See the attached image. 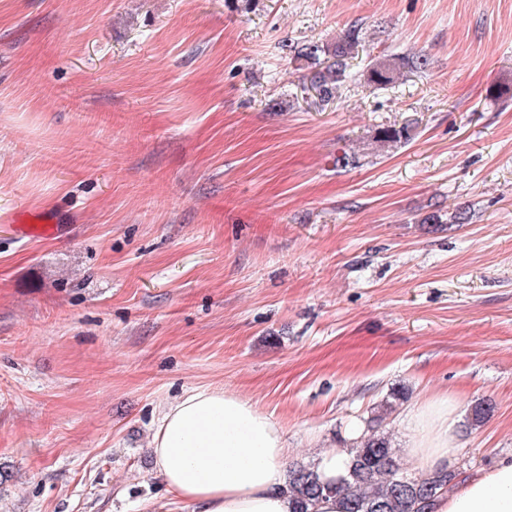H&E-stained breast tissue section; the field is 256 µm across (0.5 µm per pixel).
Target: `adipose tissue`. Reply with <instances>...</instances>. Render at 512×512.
Here are the masks:
<instances>
[{
	"mask_svg": "<svg viewBox=\"0 0 512 512\" xmlns=\"http://www.w3.org/2000/svg\"><path fill=\"white\" fill-rule=\"evenodd\" d=\"M454 396L446 392L406 416L402 451L425 472L455 458ZM150 450L170 494L194 512H294L285 493L286 447L280 425L250 400L201 387L163 409ZM432 512H512V462L480 470L435 499Z\"/></svg>",
	"mask_w": 512,
	"mask_h": 512,
	"instance_id": "adipose-tissue-1",
	"label": "adipose tissue"
}]
</instances>
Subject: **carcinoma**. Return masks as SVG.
Returning <instances> with one entry per match:
<instances>
[{
    "label": "carcinoma",
    "mask_w": 512,
    "mask_h": 512,
    "mask_svg": "<svg viewBox=\"0 0 512 512\" xmlns=\"http://www.w3.org/2000/svg\"><path fill=\"white\" fill-rule=\"evenodd\" d=\"M359 35L360 29L353 26L331 46L307 43L294 47V57L311 67L310 85L321 102L336 98L346 81L347 60L359 43ZM427 65L424 56L374 57L368 64V80L378 86L387 85L404 69L418 71ZM409 138L408 128L390 127L379 133L377 141L398 143ZM392 409L393 403L385 402L382 413L370 421L364 437L348 449L351 467L341 482H321L312 465L289 468L288 492L295 500V512H313L319 499L332 494L346 500V512H429L432 502L448 490L457 474L447 470L406 473L389 437L377 429Z\"/></svg>",
    "instance_id": "obj_1"
}]
</instances>
